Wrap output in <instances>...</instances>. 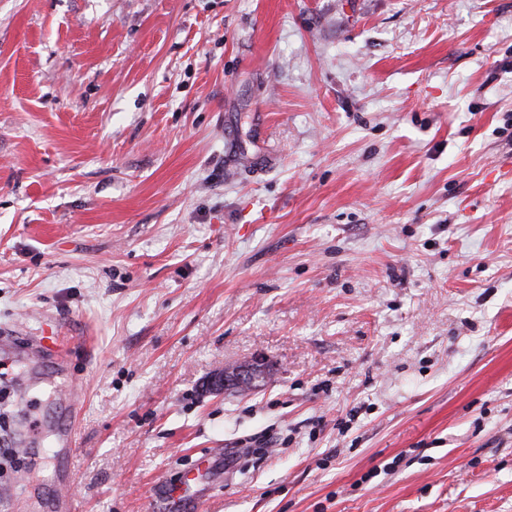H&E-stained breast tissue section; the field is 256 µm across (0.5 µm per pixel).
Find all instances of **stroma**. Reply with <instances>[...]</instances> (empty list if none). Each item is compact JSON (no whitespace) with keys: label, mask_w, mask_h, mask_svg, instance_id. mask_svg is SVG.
<instances>
[{"label":"stroma","mask_w":512,"mask_h":512,"mask_svg":"<svg viewBox=\"0 0 512 512\" xmlns=\"http://www.w3.org/2000/svg\"><path fill=\"white\" fill-rule=\"evenodd\" d=\"M46 323L90 349L0 397L15 512L216 451L204 512H512V0H0V331ZM260 361L255 359L254 363L247 366H240L233 369H226L214 375L212 385L216 390H224L228 387H236L240 385L244 379L250 377V373L258 371ZM248 373V374H247Z\"/></svg>","instance_id":"obj_1"}]
</instances>
